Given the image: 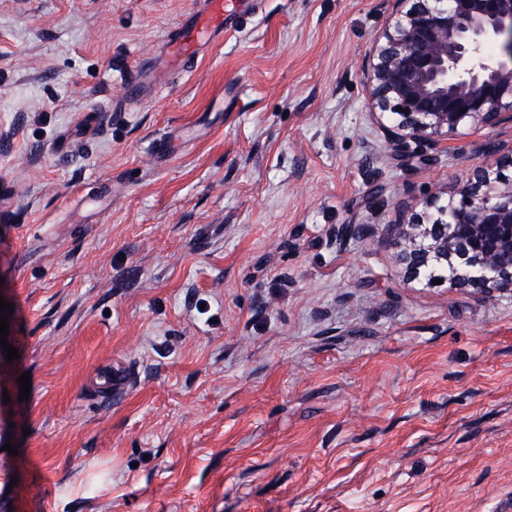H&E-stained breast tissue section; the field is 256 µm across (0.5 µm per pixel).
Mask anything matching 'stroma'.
Returning <instances> with one entry per match:
<instances>
[{
    "label": "stroma",
    "mask_w": 512,
    "mask_h": 512,
    "mask_svg": "<svg viewBox=\"0 0 512 512\" xmlns=\"http://www.w3.org/2000/svg\"><path fill=\"white\" fill-rule=\"evenodd\" d=\"M203 4L0 0V512H512V295L393 232L512 123L399 161L391 0H247L169 68ZM127 379L123 369L115 368L112 370V363L104 369L95 372L90 379V386L102 398L112 397L126 386Z\"/></svg>",
    "instance_id": "stroma-1"
}]
</instances>
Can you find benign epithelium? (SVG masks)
<instances>
[{"label":"benign epithelium","mask_w":512,"mask_h":512,"mask_svg":"<svg viewBox=\"0 0 512 512\" xmlns=\"http://www.w3.org/2000/svg\"><path fill=\"white\" fill-rule=\"evenodd\" d=\"M364 68L372 117L395 156L470 125L512 122V0H393ZM512 157L489 159L457 195L405 222L420 241L398 254L414 277L512 294Z\"/></svg>","instance_id":"benign-epithelium-1"}]
</instances>
